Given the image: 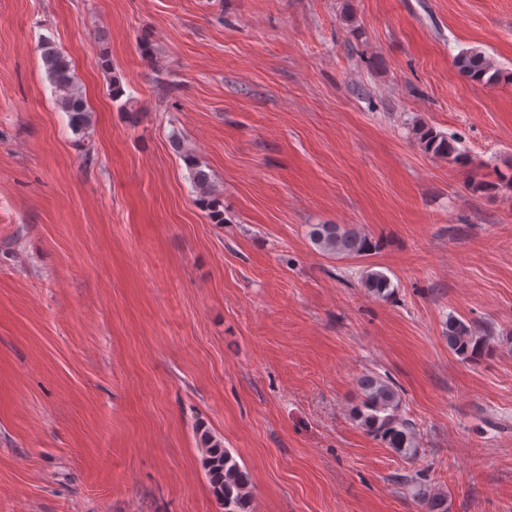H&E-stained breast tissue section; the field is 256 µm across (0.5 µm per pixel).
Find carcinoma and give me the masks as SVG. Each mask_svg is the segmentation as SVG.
Here are the masks:
<instances>
[{
  "label": "carcinoma",
  "mask_w": 512,
  "mask_h": 512,
  "mask_svg": "<svg viewBox=\"0 0 512 512\" xmlns=\"http://www.w3.org/2000/svg\"><path fill=\"white\" fill-rule=\"evenodd\" d=\"M42 61L49 83L57 93V105L67 114L72 130L84 132L92 122L90 111L81 86L75 80L72 63L49 38L39 44ZM460 74L471 81L490 85L503 78V71L494 60L480 49H470L455 57ZM416 135L424 150L436 156H457L453 140L424 125L416 128ZM175 150L182 152L189 179L195 189L196 203L209 211L217 223H224L222 195L213 184L211 174L195 157L182 150V138L174 132L171 135ZM310 238L323 253L340 258H356L372 251V241L358 226L341 224H314ZM361 284L366 291L378 297L391 294V280L382 271L367 269L362 273ZM489 346L488 337L458 319L448 322V348L467 358L482 355ZM362 394L360 406L354 418L375 438L405 459H414L418 453L416 423L401 415L402 396L396 385L389 379L369 372L358 382ZM205 450L202 465L213 493L224 508V512H250V479L220 441L204 438Z\"/></svg>",
  "instance_id": "cac0c4a2"
}]
</instances>
